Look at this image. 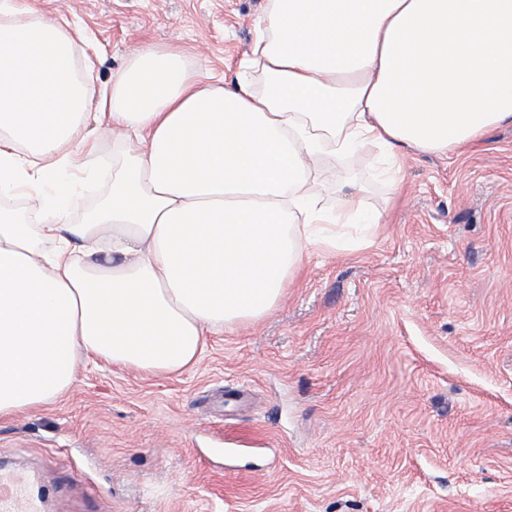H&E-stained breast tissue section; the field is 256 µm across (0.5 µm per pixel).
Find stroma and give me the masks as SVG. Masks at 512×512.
Segmentation results:
<instances>
[{"label":"stroma","instance_id":"obj_1","mask_svg":"<svg viewBox=\"0 0 512 512\" xmlns=\"http://www.w3.org/2000/svg\"><path fill=\"white\" fill-rule=\"evenodd\" d=\"M66 18L95 87L142 44L233 80L265 0H26ZM320 163L330 210L385 223L311 255L265 319L156 376L84 363L0 421V470L46 512H512V125L462 155Z\"/></svg>","mask_w":512,"mask_h":512}]
</instances>
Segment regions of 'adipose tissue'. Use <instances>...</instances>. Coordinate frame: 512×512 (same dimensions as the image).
Returning a JSON list of instances; mask_svg holds the SVG:
<instances>
[{"label":"adipose tissue","instance_id":"adipose-tissue-1","mask_svg":"<svg viewBox=\"0 0 512 512\" xmlns=\"http://www.w3.org/2000/svg\"><path fill=\"white\" fill-rule=\"evenodd\" d=\"M122 149L97 168L91 121ZM512 124V0H266L234 82L146 44L95 93L68 23L0 0V420L55 401L80 358L155 375L206 336L259 321L341 224H381L358 196L320 204L325 155L445 156ZM96 147L95 152L97 153V157L101 159V162L107 161L110 167V175L109 178L101 182L96 191L93 194H86L83 192L81 196L75 199L71 205L72 210V218L73 223L78 224L83 211L92 206L98 199V197L103 194L109 186L111 177H112V157L114 156L118 150V143L116 139L112 137V131L109 127L106 126V121L103 125H101L96 133ZM87 195H94V198H87Z\"/></svg>","mask_w":512,"mask_h":512}]
</instances>
